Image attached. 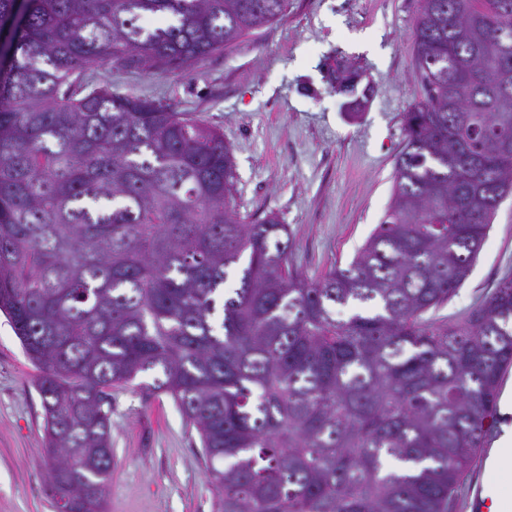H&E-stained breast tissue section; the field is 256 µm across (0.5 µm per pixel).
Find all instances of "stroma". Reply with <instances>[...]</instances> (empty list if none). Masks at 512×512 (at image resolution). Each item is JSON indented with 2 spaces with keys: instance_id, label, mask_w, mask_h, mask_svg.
I'll list each match as a JSON object with an SVG mask.
<instances>
[{
  "instance_id": "stroma-1",
  "label": "stroma",
  "mask_w": 512,
  "mask_h": 512,
  "mask_svg": "<svg viewBox=\"0 0 512 512\" xmlns=\"http://www.w3.org/2000/svg\"><path fill=\"white\" fill-rule=\"evenodd\" d=\"M421 0H288L282 18L187 72L112 64L113 91L190 113L223 133L235 164L232 204L291 233V264L318 279L346 266L389 207L404 116L423 95L412 30ZM345 59L370 97L358 115L327 77ZM512 275V196L498 207L477 261L444 312L475 306ZM28 361L0 314V512H56L42 463L43 409ZM112 480L106 512H214L197 432L172 398L112 394Z\"/></svg>"
}]
</instances>
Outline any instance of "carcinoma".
Returning <instances> with one entry per match:
<instances>
[{
	"label": "carcinoma",
	"instance_id": "obj_1",
	"mask_svg": "<svg viewBox=\"0 0 512 512\" xmlns=\"http://www.w3.org/2000/svg\"><path fill=\"white\" fill-rule=\"evenodd\" d=\"M286 6L0 0V312L37 371L69 512L106 501L112 391L143 376L196 429L217 512H450L484 447L512 276L440 311L512 193V0H421L424 95L386 218L319 279L290 264L277 216L230 207L223 133L93 76L188 70Z\"/></svg>",
	"mask_w": 512,
	"mask_h": 512
}]
</instances>
